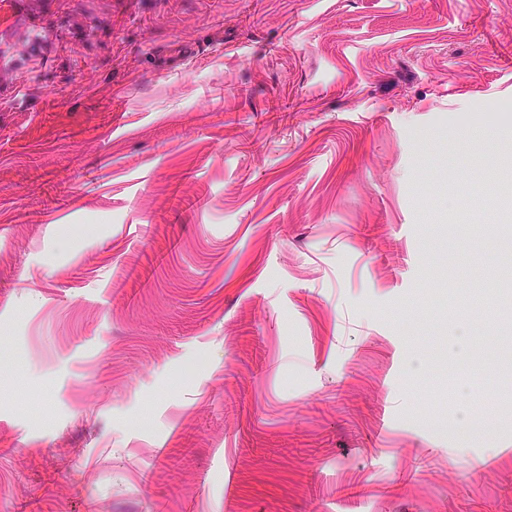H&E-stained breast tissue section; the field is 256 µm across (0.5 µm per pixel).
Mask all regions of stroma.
<instances>
[{
	"label": "stroma",
	"mask_w": 512,
	"mask_h": 512,
	"mask_svg": "<svg viewBox=\"0 0 512 512\" xmlns=\"http://www.w3.org/2000/svg\"><path fill=\"white\" fill-rule=\"evenodd\" d=\"M0 512H512V0H0Z\"/></svg>",
	"instance_id": "obj_1"
}]
</instances>
